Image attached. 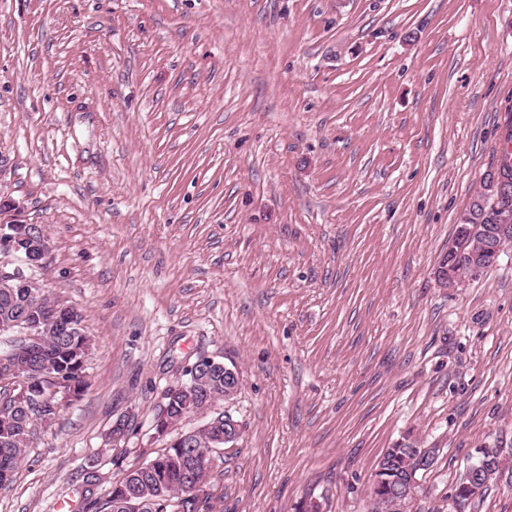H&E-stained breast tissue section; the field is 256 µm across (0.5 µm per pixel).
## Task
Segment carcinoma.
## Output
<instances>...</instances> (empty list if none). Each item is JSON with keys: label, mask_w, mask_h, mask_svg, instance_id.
I'll list each match as a JSON object with an SVG mask.
<instances>
[{"label": "carcinoma", "mask_w": 512, "mask_h": 512, "mask_svg": "<svg viewBox=\"0 0 512 512\" xmlns=\"http://www.w3.org/2000/svg\"><path fill=\"white\" fill-rule=\"evenodd\" d=\"M496 189L491 174H486L477 200L472 202L460 217L462 224H495L501 214V203L495 201ZM44 307L34 306L32 300L23 296L22 290L0 291V323L16 322L20 325L37 320L44 313ZM49 336L36 358L32 359L29 372L41 387L58 385L74 389L75 396L82 395L85 381V362L88 356V336H74L48 328ZM188 385L193 387L195 397L187 400L181 394L167 399V415L178 418L188 406L201 404L204 400L217 399L224 395V375L214 373L199 382L193 372L185 371ZM0 468L16 470L25 459L31 438L32 410L19 407L7 391L0 392ZM194 447L184 442H170L155 456L145 460L132 471L124 484L112 489L108 497L95 496L100 475L96 466L84 467L80 498L82 508L87 512H171L173 506L169 496L188 483L201 482L204 471L200 460L209 449L202 447V439L194 437ZM415 443L406 442L399 447L385 450L372 474L369 497L370 512H398L399 502L396 490L407 478L410 450Z\"/></svg>", "instance_id": "cac0c4a2"}]
</instances>
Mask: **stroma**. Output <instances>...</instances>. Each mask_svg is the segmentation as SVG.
<instances>
[{"label": "stroma", "instance_id": "1", "mask_svg": "<svg viewBox=\"0 0 512 512\" xmlns=\"http://www.w3.org/2000/svg\"><path fill=\"white\" fill-rule=\"evenodd\" d=\"M511 131L512 0H0V199L92 341L0 512H76L92 459L107 494L200 356L242 378L212 512H369L412 440L452 512L512 456V249L434 271ZM479 453L481 455L475 461L476 465L479 466L481 464V462L484 461L485 469H488L489 466L495 462L496 458L499 455V452L497 449L493 450L490 448H484ZM476 465L472 463L467 466L465 472L462 475V484L460 486V483H461V479H460V481L457 482V484L454 488V494H452L453 496L451 495V498L461 494L460 488L463 491V495L465 497H470V498L477 496L483 490L477 497H475L473 499L481 498L485 494V492L488 490L490 484L497 479V477L499 475L497 473V471L500 472L502 470L503 458H502V456L499 458L498 463H497V471L493 472L494 473L493 477H490L491 474L489 472H487L486 483L487 482L488 483L485 487H484V484H481L482 481L484 480L483 474H481V477H483V478H477L476 476L478 474L473 471L476 468Z\"/></svg>", "mask_w": 512, "mask_h": 512}]
</instances>
